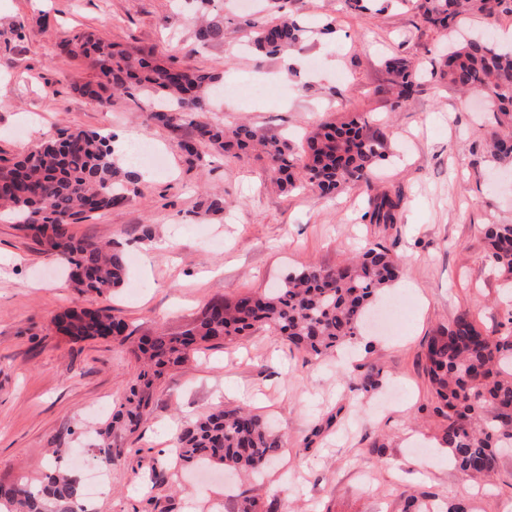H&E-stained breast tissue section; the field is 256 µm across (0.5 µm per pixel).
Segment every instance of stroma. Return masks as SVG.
Listing matches in <instances>:
<instances>
[{
    "label": "stroma",
    "mask_w": 512,
    "mask_h": 512,
    "mask_svg": "<svg viewBox=\"0 0 512 512\" xmlns=\"http://www.w3.org/2000/svg\"><path fill=\"white\" fill-rule=\"evenodd\" d=\"M269 5L0 0L1 159L74 128L131 135L167 155L165 170L139 167L122 205L73 227L137 254L129 277L142 283L138 294L78 293L57 256L0 221V485L42 479L76 456L96 459L100 435L140 370L135 338L178 332L213 301L267 292L306 266L333 267L379 242L401 258L398 279L375 303L381 312L393 301L407 304L397 332L365 329L350 352L312 361L264 329L201 348L158 380L135 432L108 434L110 485L88 512H239L247 498L260 512H404L406 495L422 490L466 501L474 512H512V453L499 458L486 489L454 467L429 413L422 360L429 337L462 309L489 328L512 315V289L501 288L484 239L486 225L512 224V161L486 148L495 115L482 99L431 78L447 40L413 6L357 17L344 0H288L307 28L298 67L246 48L250 22ZM204 9L223 16V43L196 40ZM325 17L335 18V34L320 33ZM90 32L184 67H220L224 101L209 120L263 127L287 140L294 156L312 126L364 113L388 140L381 183L405 197L397 224L362 223L363 193L349 185L331 197L281 192L263 160L209 148L188 166L173 143L191 137V122L171 131L148 123L125 98L96 103L74 92L72 81L94 71L59 45ZM395 54L427 73L397 109L384 94L385 61ZM220 193L226 213L201 215L202 202ZM76 307L110 309L131 339L76 342L52 329L54 316ZM372 368L380 386L367 392L362 377ZM218 403L263 414L280 437L259 476L171 464L176 427Z\"/></svg>",
    "instance_id": "stroma-1"
}]
</instances>
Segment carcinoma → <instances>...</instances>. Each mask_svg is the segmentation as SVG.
<instances>
[{
	"label": "carcinoma",
	"instance_id": "cac0c4a2",
	"mask_svg": "<svg viewBox=\"0 0 512 512\" xmlns=\"http://www.w3.org/2000/svg\"><path fill=\"white\" fill-rule=\"evenodd\" d=\"M379 2L345 0V5L360 15L377 11ZM415 2L427 26L450 34L459 32L467 16L493 24L512 15V0ZM303 34L295 19L277 10L253 25L251 45L277 56L297 45ZM196 38L204 44L224 41V20L202 18ZM60 50L68 57L85 58L95 71L96 79L72 83L80 95L95 102L103 101L107 93L157 100V108L145 112L146 119L167 129L176 128L187 115L207 111L219 79L215 69L184 68L137 51L117 50L92 35L68 41ZM386 68L392 105L399 107L419 86L420 75L399 56L390 57ZM437 74L461 90L488 98L489 111L496 113L500 127L488 143L491 155L511 160L512 45L487 35L464 40L438 60ZM112 139L93 130H65L23 158L0 166V210L12 214L36 242L64 261L75 287L83 292L103 294L123 287L127 280L126 256L119 246L78 238L72 231V225L122 203L125 184L138 179V172L118 165ZM203 146H215L231 158H267L273 182L282 191L309 186L330 195L361 182L371 191L363 213L370 224H395L402 209L400 192L374 188L387 140L382 133L369 132V121L361 112L316 126L297 156L288 155L280 140L246 123L197 122L192 138L177 141L191 167L202 161ZM485 238L494 268L511 284L512 224L487 225ZM399 269V256L372 243L334 267L310 265L272 292L215 301L178 333L140 337L133 353L143 369L113 414L111 429H137L155 380L165 369L183 364L196 346L232 343L262 326L311 359L352 344L373 301L397 280ZM52 324L76 340L129 337L127 324L108 308L69 309ZM424 358L442 447L464 474L490 475L499 452L512 450V317L489 329L464 310L428 339ZM176 447L185 462L214 461L250 474L269 463L279 449V437L262 415L250 409H215L186 423L176 435ZM4 502L16 512H85L80 477L56 469L37 485H0V504Z\"/></svg>",
	"mask_w": 512,
	"mask_h": 512
}]
</instances>
